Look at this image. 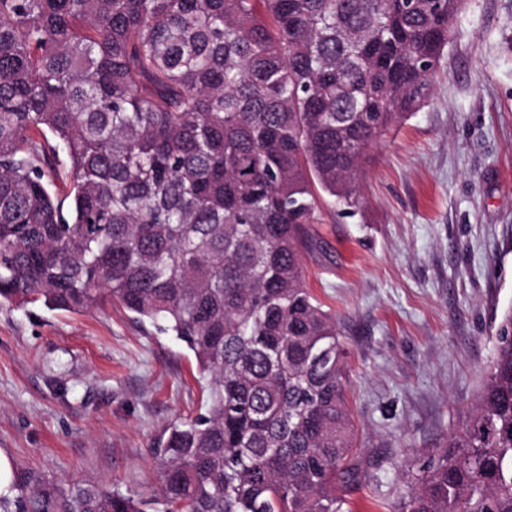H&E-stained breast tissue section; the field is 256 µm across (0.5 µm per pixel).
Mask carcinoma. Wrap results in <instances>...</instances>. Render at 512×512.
Instances as JSON below:
<instances>
[{"label":"carcinoma","mask_w":512,"mask_h":512,"mask_svg":"<svg viewBox=\"0 0 512 512\" xmlns=\"http://www.w3.org/2000/svg\"><path fill=\"white\" fill-rule=\"evenodd\" d=\"M466 4L0 0V303L108 298L193 353L207 400L153 448L162 512H353L347 349L302 263L314 188L359 207L370 148L426 102ZM461 421L395 512H512V307ZM12 488L0 512L154 503Z\"/></svg>","instance_id":"carcinoma-1"}]
</instances>
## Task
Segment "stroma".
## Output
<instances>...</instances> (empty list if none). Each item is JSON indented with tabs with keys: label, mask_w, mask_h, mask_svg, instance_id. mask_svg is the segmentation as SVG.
<instances>
[{
	"label": "stroma",
	"mask_w": 512,
	"mask_h": 512,
	"mask_svg": "<svg viewBox=\"0 0 512 512\" xmlns=\"http://www.w3.org/2000/svg\"><path fill=\"white\" fill-rule=\"evenodd\" d=\"M362 207L318 196L307 283L335 312L361 480L393 512L458 428L512 306V0H468L427 102L372 150ZM196 360L110 301L84 313L0 306V451L14 474L152 499V448L203 412Z\"/></svg>",
	"instance_id": "35a3bbf8"
}]
</instances>
